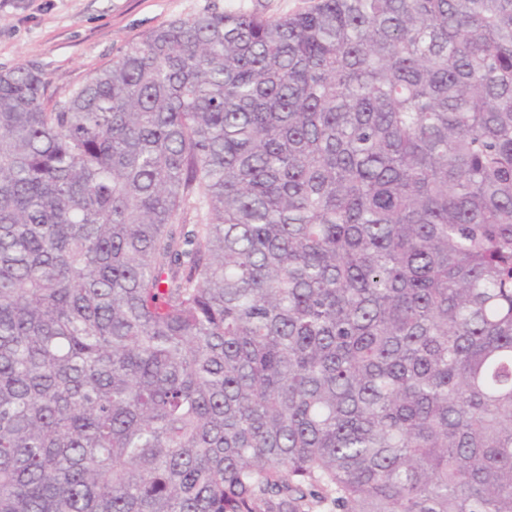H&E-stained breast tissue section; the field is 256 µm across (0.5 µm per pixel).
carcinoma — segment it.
I'll use <instances>...</instances> for the list:
<instances>
[{
	"mask_svg": "<svg viewBox=\"0 0 512 512\" xmlns=\"http://www.w3.org/2000/svg\"><path fill=\"white\" fill-rule=\"evenodd\" d=\"M0 71V512H512V0Z\"/></svg>",
	"mask_w": 512,
	"mask_h": 512,
	"instance_id": "1",
	"label": "carcinoma"
}]
</instances>
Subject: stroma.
<instances>
[{
	"label": "stroma",
	"mask_w": 512,
	"mask_h": 512,
	"mask_svg": "<svg viewBox=\"0 0 512 512\" xmlns=\"http://www.w3.org/2000/svg\"><path fill=\"white\" fill-rule=\"evenodd\" d=\"M310 0H0V70L43 65L48 96L63 98L149 30L204 11L242 9L268 18Z\"/></svg>",
	"instance_id": "35a3bbf8"
}]
</instances>
